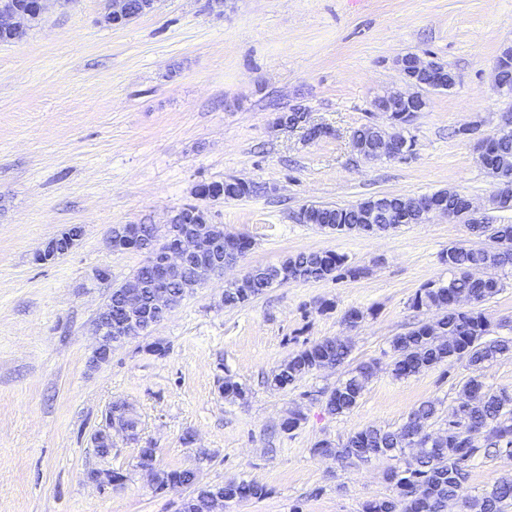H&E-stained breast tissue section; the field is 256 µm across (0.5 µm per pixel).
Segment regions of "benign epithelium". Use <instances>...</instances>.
Here are the masks:
<instances>
[{"label": "benign epithelium", "instance_id": "obj_1", "mask_svg": "<svg viewBox=\"0 0 512 512\" xmlns=\"http://www.w3.org/2000/svg\"><path fill=\"white\" fill-rule=\"evenodd\" d=\"M50 0H0V34L15 39L23 35L29 25L38 20L47 8ZM158 0H105L108 23L119 26L152 11ZM399 67L411 90L408 92H390L375 99L374 105L381 112H408L411 117L426 106L424 92L441 89L454 82V76L448 70L418 56L409 61L399 62ZM296 119H289L288 113H279L273 127L278 130H306V137L315 140L325 134V129L309 120V113L297 107ZM407 144L401 143L395 136L379 138L374 143L358 142L354 150L367 160H377L383 156L396 158L406 150ZM420 204L425 216L442 214L452 221L458 220L453 210L448 208L447 200L435 193L412 198V204ZM191 218L184 219L177 212L170 217L169 224L161 231L170 243L159 249L155 242L146 243L141 252L153 269L151 285L143 279L132 276L122 284L116 296L119 309L118 320H112V306H103L96 316V329L101 336V344L96 351V360L106 359L112 347L131 337L147 331L161 322L178 304V296L170 287L173 275L185 267L195 271L194 278L186 287L200 288L210 276L224 270L226 264L241 257L239 251H224V231L217 225L209 232L201 230V225L210 223L208 212L197 206L190 207ZM80 236L65 230L45 242L39 252L40 259L55 260L69 253L77 244ZM137 225L124 224L110 236L115 250H127L138 245Z\"/></svg>", "mask_w": 512, "mask_h": 512}]
</instances>
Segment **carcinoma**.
I'll return each mask as SVG.
<instances>
[{
	"label": "carcinoma",
	"instance_id": "cac0c4a2",
	"mask_svg": "<svg viewBox=\"0 0 512 512\" xmlns=\"http://www.w3.org/2000/svg\"><path fill=\"white\" fill-rule=\"evenodd\" d=\"M485 151L499 160V165L488 169L496 180L491 204L496 209H512V180L503 181L501 174L512 172V133L493 135L483 141ZM363 205L308 206V221L321 228L338 233L363 232ZM475 236L488 242L482 248L453 245L443 253L448 265V280L426 284L413 298V307L436 311V318L421 324L390 341L393 351V371L398 377H410L432 366L460 364L470 370L462 386L458 404L448 416V427L442 441L426 449L419 458L399 461L388 474L394 494L372 499L363 506V512H444L448 501L458 496L463 480L469 474L475 459L481 455H512V394L506 390L493 391L481 380L479 371L502 357L512 356V340L489 339L490 320L478 306L496 296L503 288L495 277H475L473 271L512 264V224H490L485 220L464 219ZM289 274L299 275L304 282L339 280L346 275L355 277L359 269L346 265L345 257L331 251H301L286 258L279 265L259 266L248 271L247 281L225 293L227 307L235 308L262 294ZM468 297L472 305H456L459 297ZM351 345L337 338H324L293 353L274 374L272 383L285 389L305 375L325 366H341L349 361ZM373 374V366L361 363L348 372L347 378L330 390L325 399L331 414L352 411L365 384ZM437 406L425 401L413 409L404 424L395 430L367 427L354 432L339 448L328 440L320 441L314 452L334 454L341 460L368 461L379 456L397 457L404 449L417 442L426 444L430 437L428 423L436 417ZM106 421L137 438L138 422L130 416L125 404L114 403ZM188 469L162 471L161 485L180 488L191 482ZM264 486L250 482L224 484V502L265 497ZM512 504V478L496 481L489 490L465 502L467 512H504L503 506Z\"/></svg>",
	"mask_w": 512,
	"mask_h": 512
}]
</instances>
